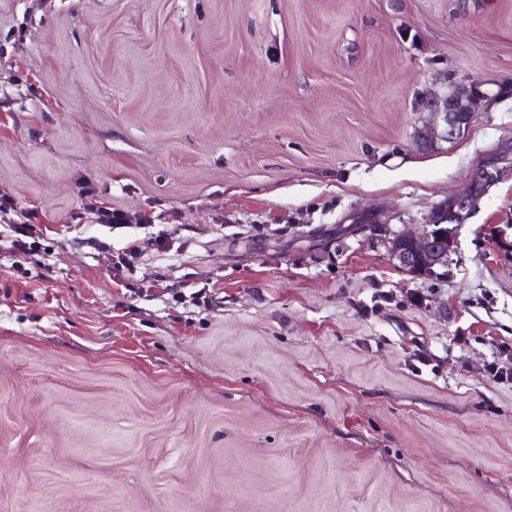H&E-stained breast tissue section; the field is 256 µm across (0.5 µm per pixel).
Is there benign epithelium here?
Masks as SVG:
<instances>
[{
  "label": "benign epithelium",
  "instance_id": "benign-epithelium-1",
  "mask_svg": "<svg viewBox=\"0 0 512 512\" xmlns=\"http://www.w3.org/2000/svg\"><path fill=\"white\" fill-rule=\"evenodd\" d=\"M489 100V94L477 90L475 84L457 82L443 94H427L422 110L429 118L417 132L420 145L433 149L441 142L452 143L470 128L475 117L476 101ZM512 173V158L502 156L482 166L457 192L436 203L424 218L419 231L402 230L388 241L391 260L403 271L424 277L439 267L448 266L454 251L458 229L472 217L479 201L505 173ZM448 225V239L434 238L437 225Z\"/></svg>",
  "mask_w": 512,
  "mask_h": 512
}]
</instances>
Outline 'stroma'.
Instances as JSON below:
<instances>
[{"mask_svg":"<svg viewBox=\"0 0 512 512\" xmlns=\"http://www.w3.org/2000/svg\"><path fill=\"white\" fill-rule=\"evenodd\" d=\"M494 155L512 0H0V512H512V177L386 243ZM449 88L443 95L425 94L422 100V111L429 113L428 120L417 132L423 148L433 149L439 142L453 143L470 128L476 101L492 99L488 93L475 91L477 86L473 83L456 82ZM507 172L512 176V159L508 156L482 165L463 188L432 206L420 231L402 230L388 239L391 260L401 270L417 277H426L436 268L447 267L458 229L467 224L479 201ZM436 225L440 226L435 228V233L442 236L448 232L446 241L435 240Z\"/></svg>","mask_w":512,"mask_h":512,"instance_id":"obj_1","label":"stroma"}]
</instances>
